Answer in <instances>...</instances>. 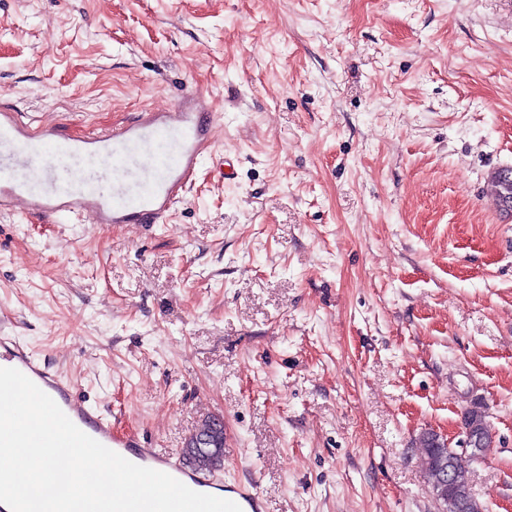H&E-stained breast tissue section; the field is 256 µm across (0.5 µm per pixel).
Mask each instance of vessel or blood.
Listing matches in <instances>:
<instances>
[{
  "label": "vessel or blood",
  "instance_id": "vessel-or-blood-1",
  "mask_svg": "<svg viewBox=\"0 0 512 512\" xmlns=\"http://www.w3.org/2000/svg\"><path fill=\"white\" fill-rule=\"evenodd\" d=\"M216 114L203 93L180 96L162 112L72 137L52 124L32 125L0 108V211L21 207L91 224H159L214 153ZM0 367L14 368L48 394L84 433L130 462L165 472L208 493L214 477L118 435L109 420L79 401L62 376L0 338Z\"/></svg>",
  "mask_w": 512,
  "mask_h": 512
}]
</instances>
